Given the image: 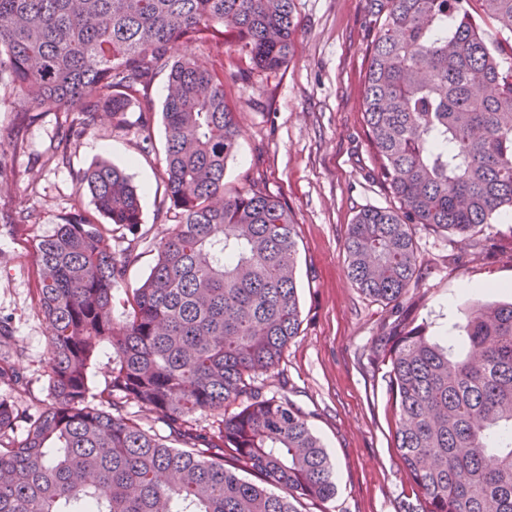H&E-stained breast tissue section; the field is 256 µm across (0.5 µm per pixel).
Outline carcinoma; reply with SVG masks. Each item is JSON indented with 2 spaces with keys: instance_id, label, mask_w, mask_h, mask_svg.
<instances>
[{
  "instance_id": "1",
  "label": "carcinoma",
  "mask_w": 512,
  "mask_h": 512,
  "mask_svg": "<svg viewBox=\"0 0 512 512\" xmlns=\"http://www.w3.org/2000/svg\"><path fill=\"white\" fill-rule=\"evenodd\" d=\"M471 3L512 34V0H372L363 117L397 206L360 211L345 246L349 277L376 300L397 305L410 288L409 225L467 241L512 210V69ZM297 26L295 0H0V91L21 93L23 122L45 99L66 113L55 158L102 108L116 128L137 110L151 145L149 89L168 71L159 177L178 217L147 278L126 292L122 322L112 292L137 255L111 241L142 220L124 169L88 167L78 190L95 211L75 206L53 234L29 239L31 299L49 331L47 398L19 409L28 381L0 358V512H299L302 499L336 495L304 415L256 384L301 325L293 219L260 190L224 195L238 141L224 78L204 58L171 56L180 42L227 45L275 71ZM37 223L21 205L9 232ZM427 329L397 325L376 357L414 496L406 512H512V302L473 301L448 338ZM105 343L112 368L93 393ZM198 413L217 425L194 427Z\"/></svg>"
}]
</instances>
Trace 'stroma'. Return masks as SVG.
Instances as JSON below:
<instances>
[{
  "instance_id": "35a3bbf8",
  "label": "stroma",
  "mask_w": 512,
  "mask_h": 512,
  "mask_svg": "<svg viewBox=\"0 0 512 512\" xmlns=\"http://www.w3.org/2000/svg\"><path fill=\"white\" fill-rule=\"evenodd\" d=\"M296 15L293 54L279 70L252 71L237 54H210L240 125L224 190L256 186L276 196L297 231L301 330L279 365L258 382L266 396H288L306 414L335 465V498L303 501L301 512H399L411 490L394 447L385 368L375 361L378 340L401 321L427 324L431 334L442 336L476 298L511 301L512 251L505 244L512 239V212L469 243L412 225L418 275L400 306L357 288L348 275V228L360 210L397 204L363 119L368 47L376 30L368 0H296ZM167 81L166 73H158L151 88L152 151L140 142L136 113H128L127 129L118 130L102 112L63 161L52 154L64 113L48 102L23 126L16 114L21 96H0V156L6 161L0 169V252L9 257L0 268V319L11 324L24 351L16 364L37 399L46 395L48 330L31 302L27 243L1 226L23 205L40 215L34 234H52L71 205L93 207L78 190L83 169L97 161L125 169L142 193L144 239L124 288L113 293V316L124 320L126 290L141 285L156 262V243L175 226L165 215L158 178Z\"/></svg>"
}]
</instances>
